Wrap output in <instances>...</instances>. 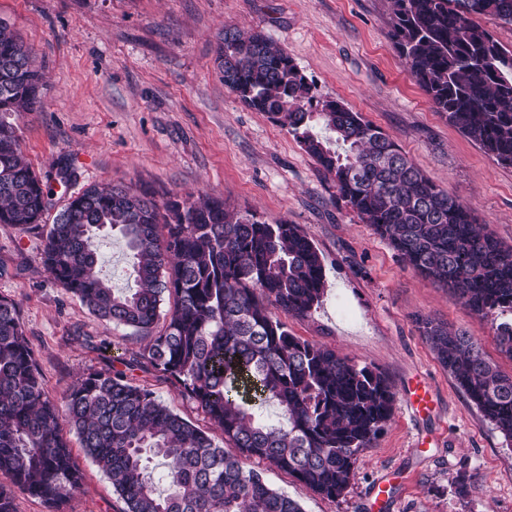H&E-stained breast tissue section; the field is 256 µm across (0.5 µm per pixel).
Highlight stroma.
<instances>
[{"mask_svg":"<svg viewBox=\"0 0 512 512\" xmlns=\"http://www.w3.org/2000/svg\"><path fill=\"white\" fill-rule=\"evenodd\" d=\"M0 20L44 75L34 111L19 120L21 148L40 175L72 160L78 179L54 184L53 210L94 183L157 195L209 194L273 223L300 225L324 258L325 293L289 328L380 370L395 393L391 421L358 456L336 500L288 473L248 460L304 512H512V446L440 364L417 321L467 331L487 360L512 374L490 321L408 267L338 196L288 133L224 85V29H258L282 45L323 99H338L386 132L440 188L466 201L478 223L512 246V167L488 157L435 112L391 35L388 0H0ZM102 276L132 287L123 241L96 242ZM36 230L0 224V297L18 306L45 386L62 399L79 373L120 355L138 359L135 381L202 429L210 421L141 362L145 339L105 323L43 270ZM421 383L428 407L407 387ZM214 439L220 431L211 430ZM84 475L64 512H123L105 475L66 431ZM383 496H376V486Z\"/></svg>","mask_w":512,"mask_h":512,"instance_id":"stroma-1","label":"stroma"}]
</instances>
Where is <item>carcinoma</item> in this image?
Returning <instances> with one entry per match:
<instances>
[{
  "mask_svg": "<svg viewBox=\"0 0 512 512\" xmlns=\"http://www.w3.org/2000/svg\"><path fill=\"white\" fill-rule=\"evenodd\" d=\"M393 39L435 111L490 158L512 166V47L478 19L512 26V0H391ZM224 86L287 129L336 184L340 198L416 272L492 320L512 359V248L471 208L430 180L379 127L337 99L322 100L294 58L261 31L224 28ZM41 76L0 20V224L41 229L40 262L98 319L149 338L143 358L196 402L230 447L214 443L127 375L134 363L77 377L63 403L44 386L15 302L0 298V512L11 489L62 512L82 485L62 425L124 501V512H303L243 460H266L315 493L351 487L358 454L391 421L385 375L294 335L286 318L324 295L322 255L300 225L270 224L224 200L90 185L50 211V185L25 159L17 119L37 103ZM120 234L135 287L97 270L96 238ZM167 311H162L164 304ZM166 324L154 327L161 313ZM439 362L512 442V376L462 330L420 321ZM274 403L280 420L258 410ZM162 459L154 476L149 464Z\"/></svg>",
  "mask_w": 512,
  "mask_h": 512,
  "instance_id": "1",
  "label": "carcinoma"
}]
</instances>
